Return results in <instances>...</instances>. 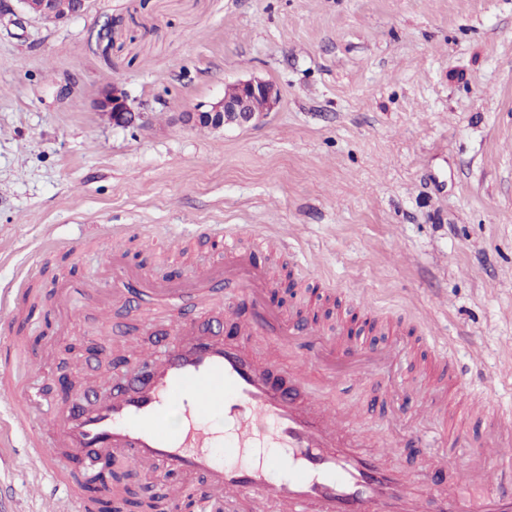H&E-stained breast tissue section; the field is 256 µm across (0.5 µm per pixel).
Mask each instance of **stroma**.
<instances>
[{"mask_svg": "<svg viewBox=\"0 0 512 512\" xmlns=\"http://www.w3.org/2000/svg\"><path fill=\"white\" fill-rule=\"evenodd\" d=\"M255 78L280 92L258 124L184 123ZM115 83L149 104L148 122L97 111ZM228 234L273 236L255 262L309 284L329 336L353 318L380 350L390 336L375 325L393 327L399 362L339 373L310 400L345 411L343 433L364 430L368 454L435 494L427 467L447 452L418 405L435 346L512 407V0H89L57 25L0 24V295L27 318L19 340L49 358L38 372L0 357V371L39 395L40 414L58 373L84 397L110 360L136 361L186 324L216 328L236 292L205 312L113 303L104 322L95 289L61 323L53 301L29 310L27 289L85 281L116 240L129 266L177 282ZM158 235L182 251L160 257ZM391 398L424 448L389 446ZM22 453L0 452V501L44 512Z\"/></svg>", "mask_w": 512, "mask_h": 512, "instance_id": "35a3bbf8", "label": "stroma"}]
</instances>
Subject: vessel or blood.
Returning <instances> with one entry per match:
<instances>
[{"instance_id": "vessel-or-blood-1", "label": "vessel or blood", "mask_w": 512, "mask_h": 512, "mask_svg": "<svg viewBox=\"0 0 512 512\" xmlns=\"http://www.w3.org/2000/svg\"><path fill=\"white\" fill-rule=\"evenodd\" d=\"M224 245L227 259L194 273L179 288L148 285L124 273L119 266L123 253L113 249L109 285L116 300L145 296L168 307L201 310L210 305L217 282L233 285L252 310L240 328V341L229 343L211 332L174 336L165 342L163 354L145 358L147 376L130 373L109 394L85 404H58L43 419L37 418L28 389L8 374L0 375L6 434L24 437L27 464L35 474L29 495L40 499L55 488L63 494L64 512H86L79 479L63 475L61 459L86 462L120 456L175 475L176 483L169 486L174 502L185 493L182 478H200L201 512H222L228 488L249 493L256 512H267L272 503L287 506L288 512H426L427 500L415 474L385 467L360 448L337 447L340 419L318 417L296 387L276 385L272 370L256 364L249 341L273 336L278 343L306 351L301 375L329 381L333 375L326 360L346 355L348 345L335 339L317 345L321 330L315 321L298 331L295 315L267 300L269 270L250 260L237 237L225 238ZM436 356V427L447 432L449 447L457 448L463 436L454 430L458 413L448 400L470 403L469 385L446 351ZM214 414L223 416L236 438L235 464H222L212 453L219 438L209 423ZM470 417L487 431L486 451L449 465L451 482L442 494V512H512V495L503 493L512 488V465L502 466L498 488H486L483 481L495 450L512 445V414L484 400ZM255 448L285 449L288 478L276 479L279 460L253 458Z\"/></svg>"}]
</instances>
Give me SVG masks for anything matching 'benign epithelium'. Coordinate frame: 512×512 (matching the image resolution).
Masks as SVG:
<instances>
[{
  "label": "benign epithelium",
  "mask_w": 512,
  "mask_h": 512,
  "mask_svg": "<svg viewBox=\"0 0 512 512\" xmlns=\"http://www.w3.org/2000/svg\"><path fill=\"white\" fill-rule=\"evenodd\" d=\"M16 8L9 0H0V19H8L14 26L29 18L51 23H61L86 11L87 0H74L75 7L68 11L59 0H16ZM279 91L269 81L253 79L227 86L224 96L195 111L185 113L186 122L206 125L212 130L228 126L245 127L259 123L279 103ZM97 110L112 125L129 128L141 126L149 119L147 103L133 104L126 90L114 84L106 89L96 104Z\"/></svg>",
  "instance_id": "1"
}]
</instances>
